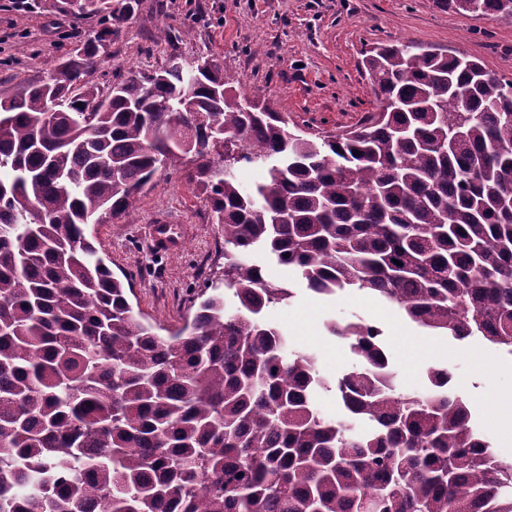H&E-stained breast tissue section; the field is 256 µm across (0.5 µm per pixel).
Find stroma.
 <instances>
[{
    "label": "stroma",
    "mask_w": 512,
    "mask_h": 512,
    "mask_svg": "<svg viewBox=\"0 0 512 512\" xmlns=\"http://www.w3.org/2000/svg\"><path fill=\"white\" fill-rule=\"evenodd\" d=\"M0 0V98L24 83L49 79L66 52L97 30L96 19L54 12L50 0ZM173 39H159L160 30ZM411 41L456 48L486 70L512 79V18H470L433 0H139L120 37L107 44L90 75L101 87L132 71H153L172 56L211 59L241 77L236 92L259 96L315 138L333 135L379 109L362 65L365 50ZM179 169H161L138 194L127 222L87 227L113 273L132 283L134 311L164 331L190 321L205 284L224 269V236L200 189ZM193 225L196 235L174 256L155 254L147 226L161 218ZM295 296L270 308L267 321L288 338V348L316 355L320 373L334 380L353 364L345 341L329 322L356 318L384 331L400 390L421 393L433 367L452 374L448 390L470 407L471 424L499 458L512 463V356L475 339L459 341L419 327L399 309L366 292L346 289L326 297L305 289L266 252L252 255Z\"/></svg>",
    "instance_id": "1"
}]
</instances>
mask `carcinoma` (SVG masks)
<instances>
[{
	"instance_id": "cac0c4a2",
	"label": "carcinoma",
	"mask_w": 512,
	"mask_h": 512,
	"mask_svg": "<svg viewBox=\"0 0 512 512\" xmlns=\"http://www.w3.org/2000/svg\"><path fill=\"white\" fill-rule=\"evenodd\" d=\"M54 2L99 29L0 99V512H512V463L469 426L447 368L402 392L383 329L335 321L355 363L328 381L262 318L294 292L250 259L263 249L315 294L366 290L512 355V79L375 48L381 111L311 139L208 59L89 84L137 0ZM434 3L512 16V0ZM189 154L224 230L209 284L224 294L161 336L86 227L128 216ZM243 165L263 172L252 188ZM331 389L345 421L317 409Z\"/></svg>"
}]
</instances>
